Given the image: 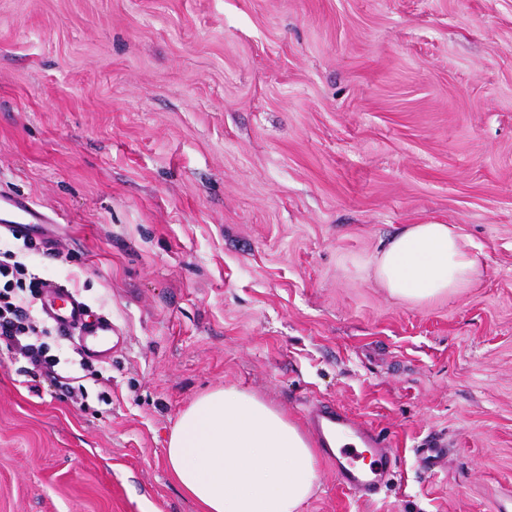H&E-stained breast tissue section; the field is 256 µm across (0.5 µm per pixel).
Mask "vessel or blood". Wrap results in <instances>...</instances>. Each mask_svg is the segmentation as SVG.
Segmentation results:
<instances>
[{
  "label": "vessel or blood",
  "instance_id": "1",
  "mask_svg": "<svg viewBox=\"0 0 512 512\" xmlns=\"http://www.w3.org/2000/svg\"><path fill=\"white\" fill-rule=\"evenodd\" d=\"M52 221V216L31 199L0 194V231ZM41 300L42 316L59 331L78 329L77 341L87 356L102 360L112 351L117 330L111 318L91 312L77 290L50 281L43 288ZM305 420L343 488L367 497L380 492L392 465V454L379 431L355 423L348 413L331 405L311 407ZM364 456L372 459L366 468L358 464Z\"/></svg>",
  "mask_w": 512,
  "mask_h": 512
}]
</instances>
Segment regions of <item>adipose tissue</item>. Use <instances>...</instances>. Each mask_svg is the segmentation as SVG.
Returning a JSON list of instances; mask_svg holds the SVG:
<instances>
[{"mask_svg": "<svg viewBox=\"0 0 512 512\" xmlns=\"http://www.w3.org/2000/svg\"><path fill=\"white\" fill-rule=\"evenodd\" d=\"M377 282L417 304L456 295L479 276L475 245L453 224H412L373 256ZM170 471L204 512H300L318 480L312 439L248 392L210 391L182 411L165 448Z\"/></svg>", "mask_w": 512, "mask_h": 512, "instance_id": "adipose-tissue-1", "label": "adipose tissue"}]
</instances>
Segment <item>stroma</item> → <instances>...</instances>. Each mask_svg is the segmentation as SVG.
I'll return each mask as SVG.
<instances>
[{
	"label": "stroma",
	"mask_w": 512,
	"mask_h": 512,
	"mask_svg": "<svg viewBox=\"0 0 512 512\" xmlns=\"http://www.w3.org/2000/svg\"><path fill=\"white\" fill-rule=\"evenodd\" d=\"M0 193L124 338L77 404L0 343V512H200L166 441L218 387L388 439L302 512H512V0H0ZM432 222L482 273L399 301L369 261ZM1 215L4 217L2 218ZM55 219L31 199L0 194V232L20 225L54 224Z\"/></svg>",
	"instance_id": "obj_1"
}]
</instances>
